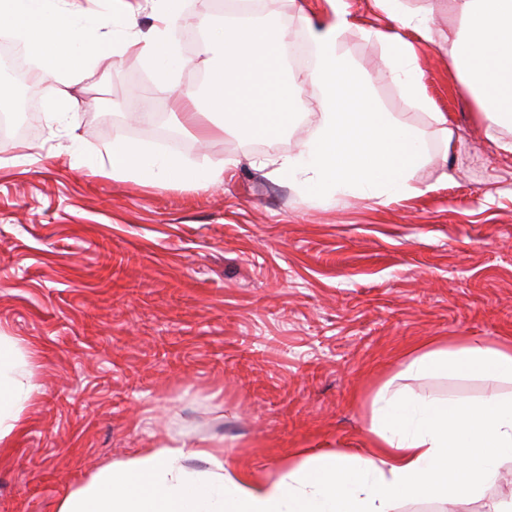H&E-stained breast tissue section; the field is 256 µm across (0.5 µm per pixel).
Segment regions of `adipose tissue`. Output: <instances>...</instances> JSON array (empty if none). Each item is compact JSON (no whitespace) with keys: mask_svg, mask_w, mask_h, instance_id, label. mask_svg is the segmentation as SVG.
<instances>
[{"mask_svg":"<svg viewBox=\"0 0 512 512\" xmlns=\"http://www.w3.org/2000/svg\"><path fill=\"white\" fill-rule=\"evenodd\" d=\"M118 34L97 32L91 14L74 0H0V31L30 50L44 77L58 122H67L72 97L54 86L96 71H110L116 58H140L161 85L183 65L173 30L180 0H150L155 24L141 33L128 0H114ZM391 25L376 38L384 74L414 105L430 109L408 34L431 43L430 13L412 11L404 0H376ZM466 20L449 30L448 54L462 74L489 126L512 131V0H450ZM351 27L348 12L334 7L331 20L309 24L314 64L307 74L316 89L320 116L315 133L288 156L272 157L273 176L296 185L311 201L346 196L403 199L415 196L416 170L428 162L424 135L373 104L368 79L341 51ZM287 33L277 25L247 20L210 28L201 44L209 68L205 96L176 93L180 126L198 114H216L211 130L231 129L276 145L301 116L299 87L282 64ZM224 164L189 166L173 155L119 141L106 150L99 174L164 184L180 177L199 185L221 182ZM25 361L0 339V443L20 429V413L37 392L23 379ZM406 370L420 376H490L512 382V336L462 337L448 345L434 339L416 349ZM368 455L322 452L289 461L275 478L236 469L206 448L163 445L98 473L65 497L59 512H394L403 500L463 501L480 495L512 464V394L489 393L468 401L414 395L383 383L367 402ZM208 459L213 471L187 470L188 456Z\"/></svg>","mask_w":512,"mask_h":512,"instance_id":"obj_1","label":"adipose tissue"}]
</instances>
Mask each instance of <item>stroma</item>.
<instances>
[{
  "mask_svg": "<svg viewBox=\"0 0 512 512\" xmlns=\"http://www.w3.org/2000/svg\"><path fill=\"white\" fill-rule=\"evenodd\" d=\"M254 16L307 41L327 0H251ZM342 50L376 104L426 133L430 160L407 200L327 204L262 169L294 153L306 115L276 148L226 131L198 143L166 87L133 55L69 87L59 126L44 90L32 131L0 168V336L25 355L37 394L22 433L0 446V512H57L103 468L146 448L222 451L225 465L273 477L326 450L368 448L364 402L382 383L476 399L475 377L415 378L404 355L432 338L512 336V155L488 137L443 41L417 44L451 143L383 75L374 0H346ZM214 0H183L174 38L181 91L203 93L207 62L189 32ZM115 140L193 164L228 162L223 182L150 186L96 175ZM512 499V464L478 500L404 502L396 512H491Z\"/></svg>",
  "mask_w": 512,
  "mask_h": 512,
  "instance_id": "obj_1",
  "label": "stroma"
}]
</instances>
